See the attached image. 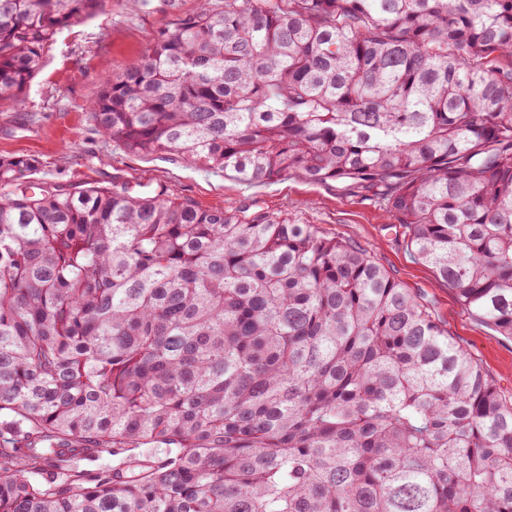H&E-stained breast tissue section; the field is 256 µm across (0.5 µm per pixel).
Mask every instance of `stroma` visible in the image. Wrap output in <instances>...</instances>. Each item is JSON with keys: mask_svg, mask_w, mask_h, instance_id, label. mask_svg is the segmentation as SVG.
<instances>
[{"mask_svg": "<svg viewBox=\"0 0 512 512\" xmlns=\"http://www.w3.org/2000/svg\"><path fill=\"white\" fill-rule=\"evenodd\" d=\"M197 0H114L112 11L60 33L40 70L12 106L0 102V156L39 162L32 179L108 188L113 178L134 186L164 184L170 196L202 209L263 210L298 224H314L327 235L367 249L390 276L422 297L442 326L478 363L503 394L512 395V338L468 314L453 290L406 247L402 229L371 201L336 185L286 176L249 186L233 176L186 166L178 156L142 155L102 137L89 102L108 64L140 57L156 32L194 12Z\"/></svg>", "mask_w": 512, "mask_h": 512, "instance_id": "35a3bbf8", "label": "stroma"}]
</instances>
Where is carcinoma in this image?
<instances>
[{
	"mask_svg": "<svg viewBox=\"0 0 512 512\" xmlns=\"http://www.w3.org/2000/svg\"><path fill=\"white\" fill-rule=\"evenodd\" d=\"M112 0H0V97ZM97 131L378 204L512 336V0H199L100 76ZM0 157V512H512V399L315 224ZM135 448L57 486L53 461Z\"/></svg>",
	"mask_w": 512,
	"mask_h": 512,
	"instance_id": "1",
	"label": "carcinoma"
}]
</instances>
